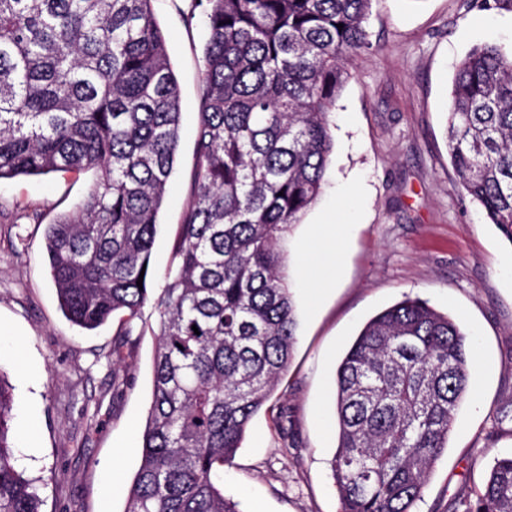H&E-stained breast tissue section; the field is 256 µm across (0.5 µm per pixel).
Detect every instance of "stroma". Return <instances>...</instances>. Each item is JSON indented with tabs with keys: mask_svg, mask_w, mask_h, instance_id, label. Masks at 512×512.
<instances>
[{
	"mask_svg": "<svg viewBox=\"0 0 512 512\" xmlns=\"http://www.w3.org/2000/svg\"><path fill=\"white\" fill-rule=\"evenodd\" d=\"M182 100L180 149L153 246L163 285L195 164L202 48L194 0H153ZM372 46L356 54L336 103L325 190L288 243L298 339L268 408L224 467L241 512H341L329 474L336 449V367L364 323L407 298L428 300L470 332L472 394L416 512H449L480 489L494 459L512 455V241L462 192L445 134L453 74L479 43L512 53V12L473 0H371ZM88 173L0 180V372L13 388L16 465L35 479L39 512H123L142 454L151 400L152 304L136 346L112 364L118 319L93 331L60 309L44 230L86 194ZM320 224L333 266L304 272ZM126 381L122 396L112 377Z\"/></svg>",
	"mask_w": 512,
	"mask_h": 512,
	"instance_id": "1",
	"label": "stroma"
}]
</instances>
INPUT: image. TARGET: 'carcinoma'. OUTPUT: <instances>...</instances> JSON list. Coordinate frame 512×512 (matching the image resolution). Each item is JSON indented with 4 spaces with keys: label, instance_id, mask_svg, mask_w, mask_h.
<instances>
[{
    "label": "carcinoma",
    "instance_id": "carcinoma-1",
    "mask_svg": "<svg viewBox=\"0 0 512 512\" xmlns=\"http://www.w3.org/2000/svg\"><path fill=\"white\" fill-rule=\"evenodd\" d=\"M151 2L0 0V179L94 172L85 199L46 226L44 248L73 324L120 318L115 365L148 300L179 148L178 82ZM370 2L198 0L208 38L196 164L155 300L152 398L123 512H240L220 471L292 360L286 242L323 193L336 100L349 61L371 47ZM447 135L464 191L512 242V55L469 50ZM472 364L468 333L426 300L364 324L336 370L342 512H414ZM13 406L0 377V512H39L14 465ZM452 512H512V456Z\"/></svg>",
    "mask_w": 512,
    "mask_h": 512
}]
</instances>
